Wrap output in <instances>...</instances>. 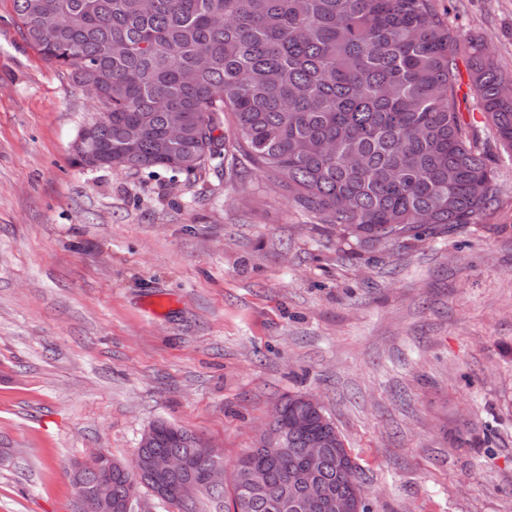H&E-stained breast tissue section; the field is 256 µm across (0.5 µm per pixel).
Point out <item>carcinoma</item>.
<instances>
[{
  "mask_svg": "<svg viewBox=\"0 0 512 512\" xmlns=\"http://www.w3.org/2000/svg\"><path fill=\"white\" fill-rule=\"evenodd\" d=\"M12 2L44 60L101 90L110 119L100 149L114 169L195 176L217 160L237 176L249 163L337 244L359 250L477 224L498 203L491 146L512 153V79L481 39L454 34L433 0ZM49 15L62 25L44 26ZM462 66L482 131L462 118ZM280 408L270 436L283 447L249 449L220 489L208 479L224 462L164 421L145 433L135 468L114 459L111 482L93 471L79 479L90 500L125 512L132 492L154 489L151 461L176 454L188 463L180 480L227 498L233 512H336L331 501L357 479L351 449L302 395ZM296 419L306 431L290 429ZM310 439L324 442L315 462L303 457ZM307 466L318 506L302 503Z\"/></svg>",
  "mask_w": 512,
  "mask_h": 512,
  "instance_id": "cac0c4a2",
  "label": "carcinoma"
}]
</instances>
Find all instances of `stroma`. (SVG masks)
Instances as JSON below:
<instances>
[{"label":"stroma","mask_w":512,"mask_h":512,"mask_svg":"<svg viewBox=\"0 0 512 512\" xmlns=\"http://www.w3.org/2000/svg\"><path fill=\"white\" fill-rule=\"evenodd\" d=\"M512 76V0H436ZM99 105L0 0V512H83L66 470L156 421L251 448L315 395L373 512H512V159L499 204L357 254L257 168L73 166Z\"/></svg>","instance_id":"1"}]
</instances>
